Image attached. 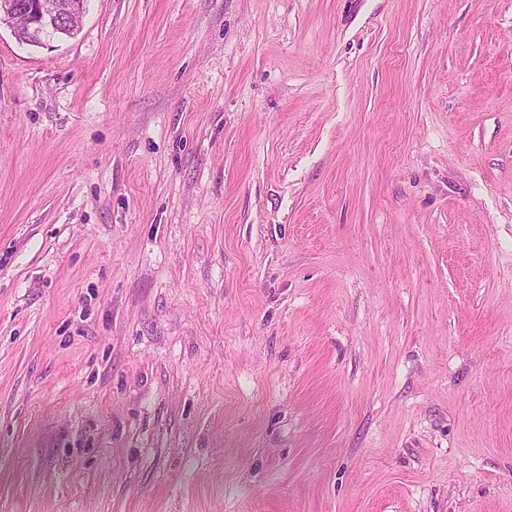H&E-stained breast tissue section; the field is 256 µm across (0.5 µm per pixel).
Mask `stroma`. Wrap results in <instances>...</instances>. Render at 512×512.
Segmentation results:
<instances>
[{"label": "stroma", "instance_id": "35a3bbf8", "mask_svg": "<svg viewBox=\"0 0 512 512\" xmlns=\"http://www.w3.org/2000/svg\"><path fill=\"white\" fill-rule=\"evenodd\" d=\"M0 512H512V0L1 26Z\"/></svg>", "mask_w": 512, "mask_h": 512}]
</instances>
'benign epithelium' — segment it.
<instances>
[{
	"label": "benign epithelium",
	"mask_w": 512,
	"mask_h": 512,
	"mask_svg": "<svg viewBox=\"0 0 512 512\" xmlns=\"http://www.w3.org/2000/svg\"><path fill=\"white\" fill-rule=\"evenodd\" d=\"M84 10L80 0H0V24L11 27L16 39L25 44L44 45L40 33L48 30L52 38L72 37L80 30Z\"/></svg>",
	"instance_id": "7a95c632"
}]
</instances>
